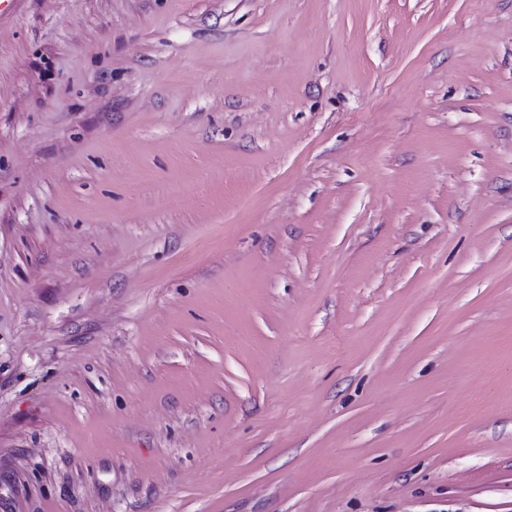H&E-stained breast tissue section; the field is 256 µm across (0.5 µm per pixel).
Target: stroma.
<instances>
[{
    "label": "stroma",
    "instance_id": "stroma-1",
    "mask_svg": "<svg viewBox=\"0 0 512 512\" xmlns=\"http://www.w3.org/2000/svg\"><path fill=\"white\" fill-rule=\"evenodd\" d=\"M0 512H512V0H14Z\"/></svg>",
    "mask_w": 512,
    "mask_h": 512
}]
</instances>
